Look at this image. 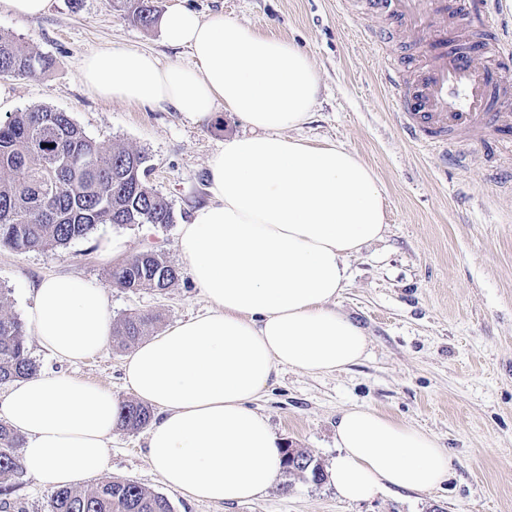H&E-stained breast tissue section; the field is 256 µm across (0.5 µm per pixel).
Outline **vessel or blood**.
<instances>
[{"mask_svg": "<svg viewBox=\"0 0 512 512\" xmlns=\"http://www.w3.org/2000/svg\"><path fill=\"white\" fill-rule=\"evenodd\" d=\"M497 0H371L396 17L419 49L411 75L384 67L393 112L408 137L465 161L460 137L491 130L495 154L512 159V38L492 36Z\"/></svg>", "mask_w": 512, "mask_h": 512, "instance_id": "1", "label": "vessel or blood"}]
</instances>
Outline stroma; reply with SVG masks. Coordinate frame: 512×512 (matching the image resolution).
I'll use <instances>...</instances> for the list:
<instances>
[{
  "instance_id": "obj_1",
  "label": "stroma",
  "mask_w": 512,
  "mask_h": 512,
  "mask_svg": "<svg viewBox=\"0 0 512 512\" xmlns=\"http://www.w3.org/2000/svg\"><path fill=\"white\" fill-rule=\"evenodd\" d=\"M133 3L49 0L34 20L0 14V32L52 60L34 75L0 78V121L48 105L69 113L99 143L141 150L149 185L174 214L166 225L102 224L56 250L0 246V286L9 289L8 310L19 319L33 305V284L47 276L95 284L113 319L150 314L157 333L207 306L176 242L181 225L209 201V159L245 129L221 109L193 123L170 108L100 98L81 84L83 59L107 45L193 65L188 49L169 46L158 28L134 22ZM155 6L161 13L174 6L204 16L221 12L294 40L318 74L320 92L312 118L290 137L345 146L386 191V231L351 258L350 282L336 300L368 336L365 358L327 374L281 369L252 409L268 418L284 447L310 451L326 470L337 455L340 411H384L438 437L450 455L451 477L419 497L386 493L348 502L331 482L294 476L251 501L213 504L166 486L148 462L146 429L122 426L112 432L107 476L165 495L174 512H512V194L487 180L492 158L483 143L469 145L467 166L459 170L404 136L382 83L383 61L369 48L379 22L352 14L341 0H155ZM116 236L126 239L128 254L164 253L179 271L176 284L135 293L113 284L116 260L107 246ZM27 347L40 371L99 385L120 402L135 398L123 372L130 351L117 343L76 365L55 360L35 336ZM51 495L23 473L0 512H49Z\"/></svg>"
}]
</instances>
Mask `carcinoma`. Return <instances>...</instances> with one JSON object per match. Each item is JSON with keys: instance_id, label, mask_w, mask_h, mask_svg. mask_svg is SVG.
I'll use <instances>...</instances> for the list:
<instances>
[{"instance_id": "1", "label": "carcinoma", "mask_w": 512, "mask_h": 512, "mask_svg": "<svg viewBox=\"0 0 512 512\" xmlns=\"http://www.w3.org/2000/svg\"><path fill=\"white\" fill-rule=\"evenodd\" d=\"M158 20L153 0H137L134 21L145 28ZM49 60L16 37L0 33V76H25ZM146 156L121 144L104 146L66 112L33 105L0 122V245L16 251L49 250L88 237L99 224H171L169 203L146 180ZM112 282L131 292L164 291L178 269L163 253L147 250L112 269ZM9 290L0 288V384L33 376L38 365L26 347L23 323L6 311ZM153 317L129 315L113 326L120 344L147 335ZM151 420L149 407L120 403L119 422L139 429ZM21 436L0 423V495L22 465ZM282 473L316 484L326 475L312 453L285 450ZM49 512H173L170 501L133 481L104 479L89 488H59Z\"/></svg>"}]
</instances>
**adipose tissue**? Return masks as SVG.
<instances>
[{
    "mask_svg": "<svg viewBox=\"0 0 512 512\" xmlns=\"http://www.w3.org/2000/svg\"><path fill=\"white\" fill-rule=\"evenodd\" d=\"M159 26L166 44L190 50L193 66L105 46L84 59L82 83L98 97L169 107L193 121L221 107L249 132L211 157L210 200L179 230L178 251L208 309L139 345L124 374L160 410L147 457L164 484L240 503L282 472L283 449L251 407L260 391L280 369L341 371L367 353L364 331L333 303L350 279L349 258L385 232L386 194L346 147L283 137L310 119L319 93L294 42L184 7L164 12ZM27 321L61 362L86 360L112 338L101 288L74 278L41 280ZM0 418L25 440L26 473L60 488L105 470L118 404L101 386L45 372L12 384ZM335 442L332 484L351 502L429 493L451 476L433 434L376 409L342 410Z\"/></svg>",
    "mask_w": 512,
    "mask_h": 512,
    "instance_id": "ef3b65f1",
    "label": "adipose tissue"
}]
</instances>
